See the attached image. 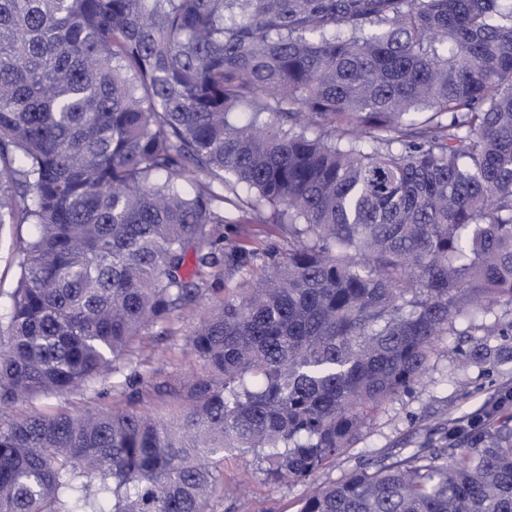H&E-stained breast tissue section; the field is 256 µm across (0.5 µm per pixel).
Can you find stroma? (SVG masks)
<instances>
[{
    "label": "stroma",
    "instance_id": "obj_1",
    "mask_svg": "<svg viewBox=\"0 0 512 512\" xmlns=\"http://www.w3.org/2000/svg\"><path fill=\"white\" fill-rule=\"evenodd\" d=\"M233 223L225 225L222 250L237 244L265 253L286 251L287 233L269 231L264 224L241 223V211H233ZM29 225L8 226L0 230V309L9 304L8 294L16 285L13 256L21 240L29 237ZM207 304L187 310L174 328L175 335L146 331L140 343V365L136 374L119 384L99 387L97 393L74 395L68 400H42L40 409L53 411L109 408L131 405L159 413L168 412L173 400L157 393L156 383L179 380L201 372L199 363L185 358L180 350L185 338L207 314ZM512 317V306L493 303L477 311L459 326L455 335L442 337L429 364L428 376L412 391L395 396L369 417L352 448L336 463L318 471L310 483L291 484L273 489L264 484L253 461L226 460L223 479L238 485L248 512H298L310 487L347 480L357 470L374 467L384 456L406 455L417 448H439L447 444L448 432L460 421L487 409L512 391V332L490 337L491 355L479 357L476 334L481 326H499Z\"/></svg>",
    "mask_w": 512,
    "mask_h": 512
}]
</instances>
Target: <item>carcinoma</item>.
Segmentation results:
<instances>
[{
  "instance_id": "1",
  "label": "carcinoma",
  "mask_w": 512,
  "mask_h": 512,
  "mask_svg": "<svg viewBox=\"0 0 512 512\" xmlns=\"http://www.w3.org/2000/svg\"><path fill=\"white\" fill-rule=\"evenodd\" d=\"M226 204L288 252L224 253L249 279L186 338L203 372L169 413H13L173 334ZM7 224L34 233L0 312V512H214L231 457L305 483L457 320L512 304V0H0ZM299 512H512V428Z\"/></svg>"
}]
</instances>
